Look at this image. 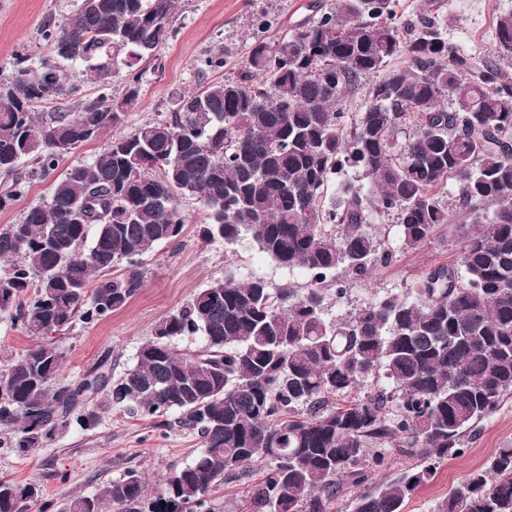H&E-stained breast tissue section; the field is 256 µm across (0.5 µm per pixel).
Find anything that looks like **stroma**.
<instances>
[{"label": "stroma", "mask_w": 512, "mask_h": 512, "mask_svg": "<svg viewBox=\"0 0 512 512\" xmlns=\"http://www.w3.org/2000/svg\"><path fill=\"white\" fill-rule=\"evenodd\" d=\"M332 2L178 0L175 35L155 51L152 60L136 67L141 74L140 93L123 115L120 132L129 134L163 118L183 94L236 78L255 36L289 33L313 17V4L327 9ZM77 4L78 0H0V78L11 76L19 58L41 59L45 54L43 28L66 22ZM510 11L512 0H397L394 22L402 27L420 13H429L462 52L492 56L496 53V18ZM264 20L269 26L263 31L259 24ZM216 53L223 54V67L206 68L205 59ZM440 194L453 204L452 221L441 225L430 242L419 248L402 247L394 215L377 218L376 233L392 259L365 279L337 272L348 293L340 299L328 292V318L347 317L377 294L412 292L426 269L455 262L460 253L457 227L464 221L465 210L458 203L456 182H448ZM180 206L190 222L177 241L159 244L145 256L146 279L137 295L103 321L75 324L59 337L66 380H81L104 361L111 364L113 376H120L135 363L139 347L152 338L163 318L185 306L197 290L227 275L261 276L273 288L299 292L306 288L302 273L279 267L250 239L231 245L220 240L204 243L197 228L205 213L203 206L188 196L181 198ZM97 414L93 428L71 426L27 452L0 448V480L39 484L44 512H63L72 497L93 495L104 483L131 469L158 485L165 475L191 463L201 449L195 434L166 428L157 420L105 406ZM510 445L512 395L466 436L464 454L437 464L434 477L410 496L404 512H435L451 489L484 467L497 449Z\"/></svg>", "instance_id": "obj_1"}]
</instances>
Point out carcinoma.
<instances>
[{
  "label": "carcinoma",
  "instance_id": "carcinoma-1",
  "mask_svg": "<svg viewBox=\"0 0 512 512\" xmlns=\"http://www.w3.org/2000/svg\"><path fill=\"white\" fill-rule=\"evenodd\" d=\"M176 0H81L45 31L48 55L0 80V210L45 178L62 157L119 126L139 96V77L121 100L102 94L72 110L36 107L70 97L80 61L86 76L112 84L118 57L150 56L174 35ZM392 0H336L276 39L258 36L238 79L183 95L164 118L116 135L90 164H72L49 201L0 227V313L41 342L0 370V429L12 447L36 448L71 422L95 425L88 396L132 415H168L202 448L151 495L129 470L68 512H216L215 488L254 474L250 512H330L343 485L368 483L391 452L420 462L350 512H402L434 472L462 453L465 437L512 392V12L496 20L497 53L474 57L422 16L400 35ZM403 64L385 69L392 59ZM42 69L46 83L28 80ZM369 84L360 118L340 104ZM30 163L21 170L20 164ZM349 168L373 190L329 184ZM454 179L471 230L459 264L426 270L414 292L374 296L345 320L325 316L336 270L367 277L391 254L373 224L394 214L402 246L427 243L450 213L439 190ZM205 208L199 237L246 236L276 264L308 277L300 294L260 276L233 274L197 291L159 322L136 363L77 383L61 374L52 333L93 324L142 288L143 257L184 232L180 198ZM328 224L339 227L332 234ZM93 238H88V235ZM127 263L121 278L108 273ZM202 338L180 353L172 340ZM393 387L354 395L378 374ZM32 482L0 481V512H30ZM437 512H512V448H500Z\"/></svg>",
  "mask_w": 512,
  "mask_h": 512
}]
</instances>
